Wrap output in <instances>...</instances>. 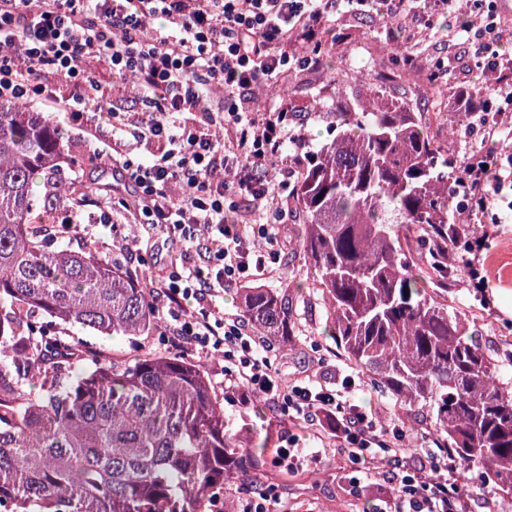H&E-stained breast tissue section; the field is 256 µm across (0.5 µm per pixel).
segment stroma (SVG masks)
Listing matches in <instances>:
<instances>
[{"label": "stroma", "instance_id": "1", "mask_svg": "<svg viewBox=\"0 0 512 512\" xmlns=\"http://www.w3.org/2000/svg\"><path fill=\"white\" fill-rule=\"evenodd\" d=\"M467 12L466 7L454 6L444 12L425 7L424 16L407 24L401 42L416 62L415 79H396L387 84L395 98H409L419 111L433 110L437 99L428 80L439 73L449 78L452 89L472 87L482 81L476 68L475 50L469 44L448 41L446 31L456 29ZM333 28L337 40L331 46L324 66L298 68L278 82V93L288 102L289 123L303 133L309 149L320 147L328 136L326 113L335 111L337 101H352L363 92L356 76L373 78L400 70L403 55L391 48L389 25L385 15L355 9L347 0L336 6ZM69 151L64 165L65 174L74 195L111 198L112 168L108 164L107 144L88 141L77 128H69ZM284 215L266 214L261 223L271 225L282 241L280 250L272 256L270 274L261 280L266 288L282 289L298 327L296 338L286 348L269 350L273 372L286 384H296L312 378L331 386L338 374H353L357 368L343 355L334 337L327 331V312L319 289L307 279L306 262L295 246V226L301 217L292 203L291 192H284ZM488 220L497 221V232L484 250L489 270L487 287L478 289L468 273H459L448 290V305L452 311L469 320V331L495 358L505 378L512 380V210L491 211ZM68 211H51L46 220L48 234L55 244L77 249L88 246L101 257H111L112 248L121 240L132 238L135 226L124 212H115L113 231L99 226H72ZM49 338L69 337L85 356L104 354L121 365L136 362L144 354L173 356L157 333L138 337L99 336L50 322ZM215 395L224 407V419L230 430H247L258 435H272L282 440L294 427L288 422L272 421L267 402L257 398L242 405L224 392L223 362L218 358L206 361ZM302 443L309 448L323 449L321 462L294 471H286L276 462L274 450L265 453V465L258 482L234 480L210 498L204 512H241L259 486H276L285 512H367L364 497L354 493L346 471V456L338 444L320 430L307 429Z\"/></svg>", "mask_w": 512, "mask_h": 512}]
</instances>
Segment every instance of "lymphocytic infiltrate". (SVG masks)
<instances>
[{"mask_svg":"<svg viewBox=\"0 0 512 512\" xmlns=\"http://www.w3.org/2000/svg\"><path fill=\"white\" fill-rule=\"evenodd\" d=\"M335 7L336 0H0V100L52 101L90 138L108 121L112 179L137 226L135 245L153 246L160 232L179 247L154 273L165 345L221 357L226 393L265 398L280 415L339 442L376 512H471L444 444L407 459L404 427H378L351 397L354 377L334 390L312 380L279 386L265 346L219 306L226 287L265 275L278 244L268 225L243 223L236 212L278 211L295 171L272 174L268 163L286 144L305 146L287 106L258 104L257 92L277 83L295 57L319 65ZM456 35L476 46L477 66L494 76L493 94L511 104L512 55L495 49L503 36L496 0ZM102 71L119 87L135 82L149 111L92 110ZM58 82L72 95L56 98ZM217 89L224 107L215 111L208 103ZM507 129L495 113L455 182L480 220L502 204L512 210L503 195L512 189V155L495 156ZM379 459L389 465L380 478Z\"/></svg>","mask_w":512,"mask_h":512,"instance_id":"1","label":"lymphocytic infiltrate"}]
</instances>
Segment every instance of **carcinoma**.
Here are the masks:
<instances>
[{"instance_id": "carcinoma-1", "label": "carcinoma", "mask_w": 512, "mask_h": 512, "mask_svg": "<svg viewBox=\"0 0 512 512\" xmlns=\"http://www.w3.org/2000/svg\"><path fill=\"white\" fill-rule=\"evenodd\" d=\"M384 76L326 113L333 137L308 152L293 200L297 247L346 357L404 412L428 408L433 435L493 494L512 497V382L448 311L465 225L444 188L459 175L442 123L387 95ZM69 140L38 112L0 103V301L103 336L158 326L153 291L112 259L41 240L43 203L70 206L60 161ZM240 315L271 345L295 336L284 295L241 289ZM37 347L0 316V507L8 512H204L264 463L252 438L224 422L206 367L146 354L132 365ZM39 380V394L22 381Z\"/></svg>"}]
</instances>
